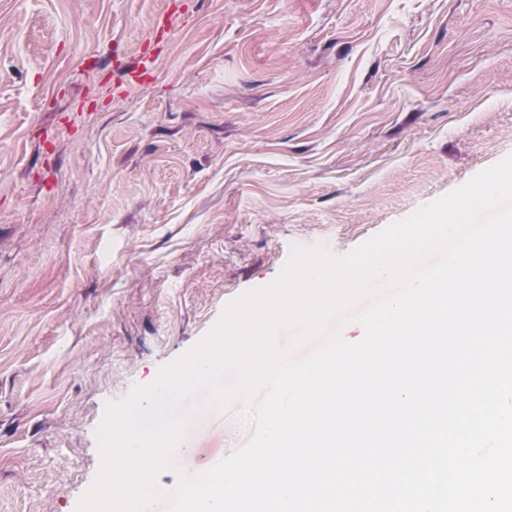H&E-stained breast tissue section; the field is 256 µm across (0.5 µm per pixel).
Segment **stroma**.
Returning <instances> with one entry per match:
<instances>
[{
	"mask_svg": "<svg viewBox=\"0 0 512 512\" xmlns=\"http://www.w3.org/2000/svg\"><path fill=\"white\" fill-rule=\"evenodd\" d=\"M510 154L512 0H0V512H76L107 403L292 245L346 254Z\"/></svg>",
	"mask_w": 512,
	"mask_h": 512,
	"instance_id": "stroma-1",
	"label": "stroma"
}]
</instances>
